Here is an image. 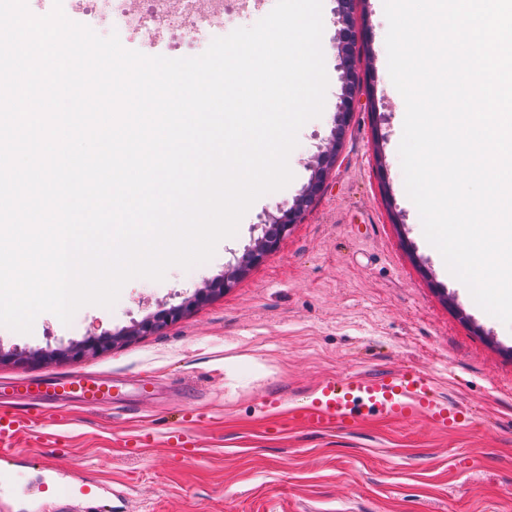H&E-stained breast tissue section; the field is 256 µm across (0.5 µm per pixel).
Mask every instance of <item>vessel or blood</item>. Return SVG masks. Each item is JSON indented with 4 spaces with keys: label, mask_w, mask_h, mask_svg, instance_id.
Instances as JSON below:
<instances>
[{
    "label": "vessel or blood",
    "mask_w": 512,
    "mask_h": 512,
    "mask_svg": "<svg viewBox=\"0 0 512 512\" xmlns=\"http://www.w3.org/2000/svg\"><path fill=\"white\" fill-rule=\"evenodd\" d=\"M18 396L34 393L50 399L75 394L85 406L95 407L111 400L112 385L105 381L71 378L38 384L31 381L0 383V393ZM367 416L393 419L422 417L442 430H456L469 417L466 407L437 397L430 379L423 374L385 373L364 377L353 375L342 381H323L314 398L295 408L291 421L308 428L356 425ZM31 416L0 415V457H15L34 438Z\"/></svg>",
    "instance_id": "1"
}]
</instances>
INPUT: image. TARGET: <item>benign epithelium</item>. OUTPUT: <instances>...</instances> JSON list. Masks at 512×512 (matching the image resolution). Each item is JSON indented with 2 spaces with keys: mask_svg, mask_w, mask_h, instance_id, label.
<instances>
[{
  "mask_svg": "<svg viewBox=\"0 0 512 512\" xmlns=\"http://www.w3.org/2000/svg\"><path fill=\"white\" fill-rule=\"evenodd\" d=\"M357 3L358 0H337V8L334 10L337 25L336 52L338 68L342 72V86L331 139L311 165L312 175L303 191L293 201L280 203L273 210L264 213L262 223L276 225L277 234L265 233L255 239L245 254L246 264L239 263L228 267L224 273L207 282L204 287L198 289L180 305L170 307L160 314L148 316L129 329L106 333L102 336H90L64 348L38 353L36 357L42 359L46 357L68 358L96 353L128 336L150 334L163 325L178 320L189 308L202 303L213 294L221 293L229 288L246 270L247 265L261 261L278 246L279 241L288 233L290 227L301 221L304 212L323 193L327 176L336 166L346 130L355 112L361 108L362 81L357 65V45L361 37V28L357 18Z\"/></svg>",
  "mask_w": 512,
  "mask_h": 512,
  "instance_id": "obj_1",
  "label": "benign epithelium"
}]
</instances>
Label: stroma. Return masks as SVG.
I'll use <instances>...</instances> for the list:
<instances>
[{
    "label": "stroma",
    "mask_w": 512,
    "mask_h": 512,
    "mask_svg": "<svg viewBox=\"0 0 512 512\" xmlns=\"http://www.w3.org/2000/svg\"><path fill=\"white\" fill-rule=\"evenodd\" d=\"M337 0H323L328 76L321 115L298 133L293 180L257 199L214 257L164 280L138 278L113 307L70 324L40 314L29 334L0 327V381L111 377L99 409L47 412L64 437L0 460V512H512V329L455 287L419 231L399 157L382 0H362L359 66L368 72L324 193L278 248L224 294L161 330L78 360L31 353L115 333L180 304L263 235L260 219L293 200L330 135L340 92ZM417 372L470 416L452 432L428 420L373 417L350 428L295 425L289 410L328 378ZM204 412L196 453L168 439L187 407ZM150 432L128 451L119 439Z\"/></svg>",
    "instance_id": "35a3bbf8"
}]
</instances>
